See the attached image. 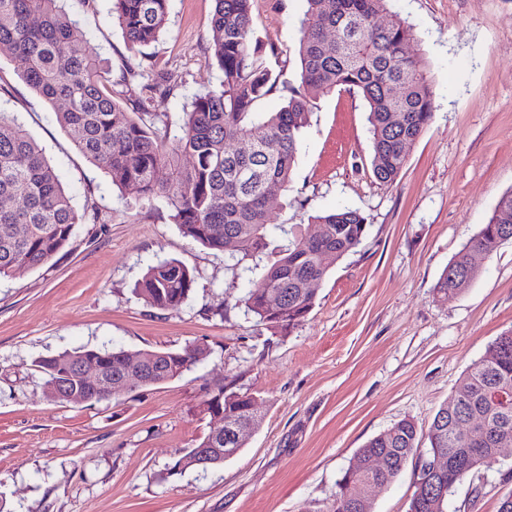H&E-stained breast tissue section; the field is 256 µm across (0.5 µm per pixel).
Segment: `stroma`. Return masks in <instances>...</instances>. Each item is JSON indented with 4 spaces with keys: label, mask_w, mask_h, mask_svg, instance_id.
<instances>
[{
    "label": "stroma",
    "mask_w": 512,
    "mask_h": 512,
    "mask_svg": "<svg viewBox=\"0 0 512 512\" xmlns=\"http://www.w3.org/2000/svg\"><path fill=\"white\" fill-rule=\"evenodd\" d=\"M87 48L112 72L134 60L112 0H65ZM413 24L407 50L424 55L435 112L396 182L371 171L362 98L316 100L289 189L269 230L347 207L367 219L361 244L316 287L305 321L287 333L257 323L241 303L249 276L184 237L165 209L140 208L114 187L0 59V108L44 148L81 225L50 262L0 279V496L8 512H330L336 484L360 448L402 420L427 427L460 378L512 328V241L477 257L478 276L444 299L448 263L512 190V0H389ZM214 0H171L169 25L145 52L175 75L162 104L172 123L221 73L206 53ZM306 0H254V35L298 68ZM175 259L194 275L188 300L160 311L134 291L150 266ZM208 350L172 381L99 403L51 399L36 363L83 348ZM252 394L262 417L224 464L169 474L209 433L202 411L219 383ZM512 489V448L449 495L445 512H497Z\"/></svg>",
    "instance_id": "35a3bbf8"
}]
</instances>
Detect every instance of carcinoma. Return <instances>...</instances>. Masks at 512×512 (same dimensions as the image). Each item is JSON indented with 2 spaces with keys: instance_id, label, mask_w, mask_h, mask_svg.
<instances>
[{
  "instance_id": "obj_1",
  "label": "carcinoma",
  "mask_w": 512,
  "mask_h": 512,
  "mask_svg": "<svg viewBox=\"0 0 512 512\" xmlns=\"http://www.w3.org/2000/svg\"><path fill=\"white\" fill-rule=\"evenodd\" d=\"M62 0H0V55L24 63L23 79L45 102L57 107V123L72 137L84 157L103 169L112 185L131 190L143 205L161 201L182 234L203 247L241 263L258 254L266 257L261 278L244 298L258 323L275 332L300 325L315 305L316 293L307 287L322 281L331 265L353 251L366 234V218L341 208L310 216L321 224L320 238L291 233L288 243L269 239L272 205L268 186L285 189L291 182L299 136L308 125L314 100L335 89L357 92L368 108L372 132V173L392 184L406 164L408 151L425 132L434 112V92L426 63L406 55L411 26L387 14V0H306L298 45L297 84L280 81L281 73L267 64L276 47L254 37L252 0H214L211 18L214 38L206 48L223 73L218 84L194 96L184 109L179 132L159 107L174 87L172 73L158 68L147 56L118 77L86 52L84 34L61 5ZM112 14L130 49L156 41L166 29L170 0H113ZM333 29L340 40L330 43ZM147 75L148 94L136 92L133 79ZM396 84L401 96L392 94ZM279 88L288 91L276 112L254 111L256 103ZM261 129V141L253 129ZM191 158L183 166L180 159ZM170 170L161 181L157 172ZM0 277L40 267L59 253L81 224L96 223L93 209L77 208L46 159L42 148L11 113L0 110ZM512 240V191L504 193L489 222L470 238L448 264L436 288L453 297L476 279L469 261L477 249L491 256ZM194 277L170 260L150 267L135 292L151 307L176 310L188 299ZM280 298V310L265 308L269 295ZM154 370L180 376L207 356L199 346L181 351L134 352ZM84 359H94L105 372L117 373L125 351L79 349L37 361L48 395L59 374ZM240 392L224 384L209 390L203 410L214 406L233 417L249 414ZM453 409L442 405L423 430L402 419L371 438L360 450V463L347 468L337 483L332 512H372L360 498L368 482L389 485L414 462V492L408 512H444L448 490L468 474L490 468L502 441H512V329L496 337L486 354L463 375ZM427 438L428 446L420 447ZM198 443L215 448L212 465L224 462V449L244 444L224 433V440ZM383 458L375 472L361 464L370 454ZM458 459L433 473L436 455Z\"/></svg>"
}]
</instances>
